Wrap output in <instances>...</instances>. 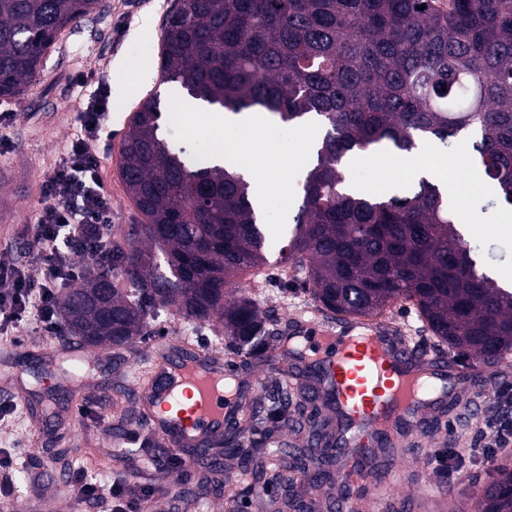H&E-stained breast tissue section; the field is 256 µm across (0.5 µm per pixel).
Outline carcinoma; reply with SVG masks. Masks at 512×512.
Here are the masks:
<instances>
[{"label": "carcinoma", "mask_w": 512, "mask_h": 512, "mask_svg": "<svg viewBox=\"0 0 512 512\" xmlns=\"http://www.w3.org/2000/svg\"><path fill=\"white\" fill-rule=\"evenodd\" d=\"M101 5L0 0V99L34 80L57 35ZM160 57L164 81L217 111L319 120L316 163L288 217L280 263L304 275L320 310L377 317L406 302L434 349L482 360L512 350V288L483 269L448 195L421 180L404 196L361 197L344 167L351 153L410 152L466 135L496 191L487 207L511 209L512 0H174ZM160 120L153 97L130 118L119 170L139 220L128 245L112 240V268L96 265L65 293L64 328L87 346L127 347L149 335L151 309L175 304L189 320L218 318L232 353L275 366L271 351L288 331L251 297L231 301L224 291L229 278L269 264L249 183L172 149ZM119 267L126 288L112 279ZM298 391L293 409L285 390L266 403L241 392L249 425L305 434L298 453L254 455L236 424L204 466L234 449L257 479L297 467L323 488L331 460L312 451L330 420L307 414L313 387ZM478 512H512L511 468L496 470Z\"/></svg>", "instance_id": "cac0c4a2"}]
</instances>
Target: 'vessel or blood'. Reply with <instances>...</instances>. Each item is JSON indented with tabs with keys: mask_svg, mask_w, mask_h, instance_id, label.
I'll return each instance as SVG.
<instances>
[{
	"mask_svg": "<svg viewBox=\"0 0 512 512\" xmlns=\"http://www.w3.org/2000/svg\"><path fill=\"white\" fill-rule=\"evenodd\" d=\"M301 335L322 347L320 360L328 372L324 388L348 436L352 465L335 482L336 489L344 492L359 489L378 468L377 460L361 455L363 438L389 434L404 459H417L416 441L401 434V425L420 430L428 411L473 392V363L410 342L385 322L314 323L304 326ZM159 351L156 345L144 351L152 363L151 380L135 385V412L149 421L170 451L179 454L186 448L205 447L239 417L238 405L227 390L235 374L219 353L199 351L163 360Z\"/></svg>",
	"mask_w": 512,
	"mask_h": 512,
	"instance_id": "vessel-or-blood-1",
	"label": "vessel or blood"
}]
</instances>
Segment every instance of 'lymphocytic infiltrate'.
<instances>
[{
    "mask_svg": "<svg viewBox=\"0 0 512 512\" xmlns=\"http://www.w3.org/2000/svg\"><path fill=\"white\" fill-rule=\"evenodd\" d=\"M105 117V101L89 99L81 114V131L42 184L43 207L39 215L40 275L32 277L19 261L0 256V320L19 324L29 317L46 331L57 328L58 291L80 282L87 273L82 257L92 261L111 258L112 241L101 229L112 221V203L100 179L96 141ZM70 482L80 497L115 502L116 512H142V499L153 489L124 495L119 485L94 481L81 470Z\"/></svg>",
    "mask_w": 512,
    "mask_h": 512,
    "instance_id": "1",
    "label": "lymphocytic infiltrate"
}]
</instances>
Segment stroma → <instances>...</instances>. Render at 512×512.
<instances>
[{"label": "stroma", "instance_id": "obj_1", "mask_svg": "<svg viewBox=\"0 0 512 512\" xmlns=\"http://www.w3.org/2000/svg\"><path fill=\"white\" fill-rule=\"evenodd\" d=\"M171 4L172 0H104L100 10L58 34L39 76L16 97L0 101V254L19 259L30 271L39 267L41 185L66 141L80 131L88 94L76 89L73 79L81 73L93 74L94 89L108 101L97 148L104 189L112 200L110 228L119 237L137 222L119 174L120 148L141 101L157 96L164 113L174 104L175 86L162 82L159 68L162 25ZM195 116L192 127L174 120L162 123L169 144L190 155L198 144L215 142L203 111ZM301 130L298 124L272 121L239 145L246 156L266 154L274 146L288 152L286 164L262 172L273 185L266 223L272 260L284 244L297 189L313 164L314 150ZM447 154L456 162L448 182L455 223L468 226L471 243L488 271L512 276V233L471 223L492 192L468 163L470 140L454 139ZM349 176L360 193L371 196L381 184L398 194L409 188L404 169L394 159L381 160L367 175L361 165H352ZM258 308L293 321L322 317L303 281L290 275L274 282ZM69 348L64 328L49 333L34 322L22 323L16 336H0V459L9 460L7 474L12 480L10 491L0 495V512H105L104 506L72 491L56 490L43 473L47 462L65 475L83 468L106 485L153 486L155 494L145 503V512H170L174 505L179 512H276L277 503L262 488L238 496L218 483L202 495L195 482L146 467L139 445L126 443L128 431L145 427L130 404L133 377L144 372L135 348L94 349L91 369L75 392L56 388L54 380L59 369L72 363ZM498 405L495 395L484 393L469 407L437 410L433 432L404 493L384 501L363 500L362 512H475L496 466L512 467V453L503 454L493 466L470 453L476 432ZM439 450L464 458L461 480L448 482L434 474L432 458Z\"/></svg>", "mask_w": 512, "mask_h": 512}]
</instances>
